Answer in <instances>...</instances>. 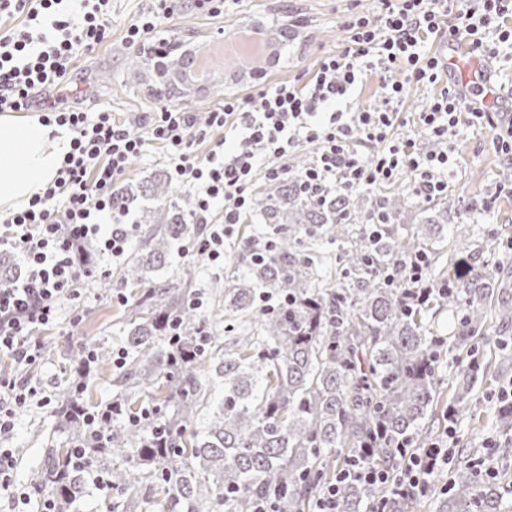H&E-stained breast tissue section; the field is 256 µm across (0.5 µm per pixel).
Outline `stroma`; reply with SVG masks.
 I'll return each mask as SVG.
<instances>
[{
	"instance_id": "stroma-1",
	"label": "stroma",
	"mask_w": 512,
	"mask_h": 512,
	"mask_svg": "<svg viewBox=\"0 0 512 512\" xmlns=\"http://www.w3.org/2000/svg\"><path fill=\"white\" fill-rule=\"evenodd\" d=\"M139 7V0H112V43L87 55L78 74L83 86L91 90L81 101L83 109L92 111L108 104L116 112H142L153 100L152 84L140 69V51L121 42L123 29ZM377 7V0H231L223 17L211 19L197 15L186 5L161 27L159 35L170 39L186 33L228 32L256 18H265L287 31L290 37L285 56L271 65L267 73L266 81L272 84L304 73L319 54L340 47L348 36L345 27L348 17L356 12H375ZM457 152L458 173L450 193L459 205L458 221L472 226L473 249L479 250L482 260L503 279V294L512 299V251L503 247L504 242L512 241V192L502 189L503 184L512 185V175L500 162L488 135L464 132ZM277 235V229L246 218L234 229L223 268H212L206 261L179 248L161 276L202 295L206 308H213L212 284L223 280L225 269L240 265L247 238ZM121 267V262H114L107 279L89 281L79 324H71V310L65 307L57 326L37 330L43 345L40 367L27 370L5 358L0 359V371L6 369L20 378H36L43 389L54 394L70 379L90 340L99 338L106 340L112 349L122 348L123 301L130 298L132 290L118 278ZM497 387L492 379L474 392L476 415L455 422V439L479 448L498 438L499 433L491 424L490 401ZM65 439L66 430L55 404L47 405L35 398L18 414L12 434L0 441V446L17 451L15 479L18 488L30 495L28 512H36L41 500L40 495L31 491L32 469L38 466L49 442L61 443Z\"/></svg>"
}]
</instances>
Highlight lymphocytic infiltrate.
<instances>
[{"mask_svg": "<svg viewBox=\"0 0 512 512\" xmlns=\"http://www.w3.org/2000/svg\"><path fill=\"white\" fill-rule=\"evenodd\" d=\"M179 0H144L122 40L145 47L173 19ZM349 36L317 57L308 78L294 77L244 97L218 101L204 113L172 101L155 110L117 117L111 109L44 104L46 124L68 127L71 149L53 185L35 193L27 208L3 215L0 246L17 252L26 269L20 283L0 287V355L36 364L42 346L36 328L53 325L63 305L79 310L85 287L106 267L86 262L83 245L98 242L99 255L120 259L131 233L118 188L134 158L159 150L172 181L194 202L200 235L191 243L213 267L224 265L234 227L250 211L257 180L276 182L290 173L284 160L302 144L317 151L297 171L312 195L352 193L409 176V191L431 201L447 195L455 172L454 145L462 131L486 132L512 166V114L487 104L497 86L449 75L433 44L463 43L480 67L512 65V0H378L375 14L346 22ZM112 38V0H0V112H26L36 93L71 86L80 61ZM379 86L372 105L343 104L370 81ZM437 92L411 122L434 147L394 132L399 107L412 87ZM470 98L463 106L462 98ZM37 386L0 375V438L10 435L18 412ZM448 464V447L434 444L411 454L392 474L359 456L341 481L381 484L389 500L427 494L430 477Z\"/></svg>", "mask_w": 512, "mask_h": 512, "instance_id": "f902f5d3", "label": "lymphocytic infiltrate"}]
</instances>
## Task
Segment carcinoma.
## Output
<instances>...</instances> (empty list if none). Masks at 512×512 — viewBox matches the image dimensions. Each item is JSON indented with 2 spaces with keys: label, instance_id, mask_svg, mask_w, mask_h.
Masks as SVG:
<instances>
[{
  "label": "carcinoma",
  "instance_id": "obj_1",
  "mask_svg": "<svg viewBox=\"0 0 512 512\" xmlns=\"http://www.w3.org/2000/svg\"><path fill=\"white\" fill-rule=\"evenodd\" d=\"M142 196L158 201L141 214L155 228L120 272L144 291L125 312L115 396L106 406L89 404L91 367L82 365L61 392L69 440L44 449L30 476L35 488H50L56 512H72L91 488L121 494L110 512H251L275 488L284 493L283 512H306L361 451L396 473L400 447L414 453L429 443L423 421L440 401L436 364L446 350L472 355L457 367L448 399L455 416L470 414L471 394L488 374L475 339L489 310L500 325H512V300L500 298L494 274L473 256L452 263L453 276L429 283L426 303L409 307L403 298L405 263L420 251L432 258L440 220L458 209L454 198L441 197L436 209L406 190L378 197L330 191L315 201L294 177L272 183L254 193L252 213L288 232L269 245L249 240L244 270L224 281V313L205 315L178 282L147 276L199 233L190 196L173 191L166 175ZM378 211L386 223H373ZM409 212L421 220L410 241L394 223ZM315 237L336 244L343 276L324 275L307 253L305 240ZM265 292L279 300L272 309L261 307ZM431 309L456 314L452 335L436 331L426 318ZM252 315L257 333L220 345L224 317ZM208 359L218 360L224 399L200 432L193 421L206 397L200 370ZM142 387L145 402L137 397ZM109 406L111 419L86 425V414ZM476 459L472 448L451 449L448 480L433 478L438 512H502L507 477L481 479ZM338 488L339 512H365L383 497L362 483Z\"/></svg>",
  "mask_w": 512,
  "mask_h": 512
}]
</instances>
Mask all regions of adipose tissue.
<instances>
[{
	"instance_id": "adipose-tissue-1",
	"label": "adipose tissue",
	"mask_w": 512,
	"mask_h": 512,
	"mask_svg": "<svg viewBox=\"0 0 512 512\" xmlns=\"http://www.w3.org/2000/svg\"><path fill=\"white\" fill-rule=\"evenodd\" d=\"M70 139L67 128L45 126L39 114H0V213L25 206L54 182Z\"/></svg>"
}]
</instances>
